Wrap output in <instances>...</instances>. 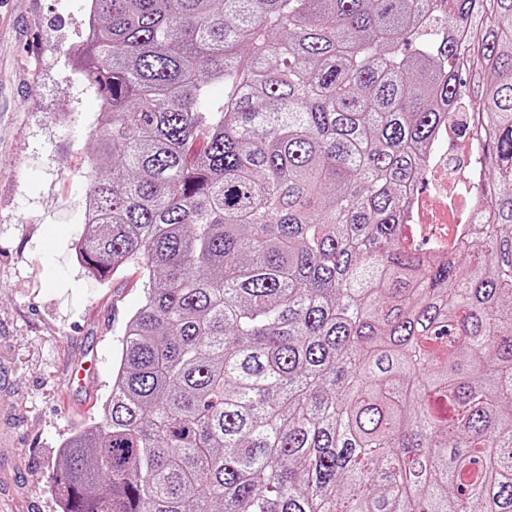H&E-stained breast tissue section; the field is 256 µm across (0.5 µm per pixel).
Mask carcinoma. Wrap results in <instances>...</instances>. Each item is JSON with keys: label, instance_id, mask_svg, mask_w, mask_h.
Instances as JSON below:
<instances>
[{"label": "carcinoma", "instance_id": "carcinoma-1", "mask_svg": "<svg viewBox=\"0 0 512 512\" xmlns=\"http://www.w3.org/2000/svg\"><path fill=\"white\" fill-rule=\"evenodd\" d=\"M87 9L74 251L147 288L62 512H512V0ZM450 123L482 179L440 252L406 228Z\"/></svg>", "mask_w": 512, "mask_h": 512}]
</instances>
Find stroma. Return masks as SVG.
<instances>
[{
    "instance_id": "35a3bbf8",
    "label": "stroma",
    "mask_w": 512,
    "mask_h": 512,
    "mask_svg": "<svg viewBox=\"0 0 512 512\" xmlns=\"http://www.w3.org/2000/svg\"><path fill=\"white\" fill-rule=\"evenodd\" d=\"M84 2L0 0V512H61L56 456L100 419L143 297L139 270L100 281L73 250L100 110L68 53Z\"/></svg>"
}]
</instances>
